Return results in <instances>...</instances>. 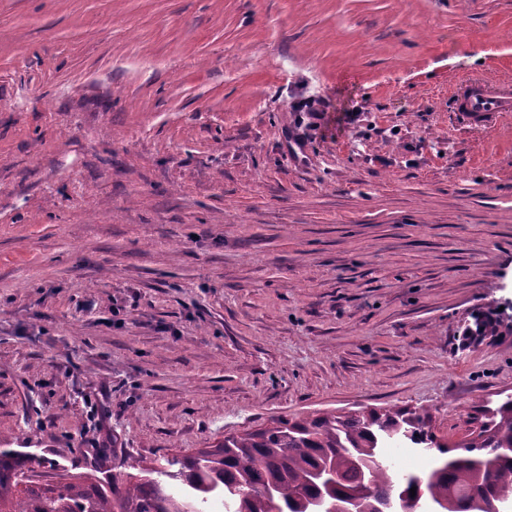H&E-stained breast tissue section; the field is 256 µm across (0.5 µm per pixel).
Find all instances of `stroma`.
<instances>
[{
	"label": "stroma",
	"instance_id": "35a3bbf8",
	"mask_svg": "<svg viewBox=\"0 0 512 512\" xmlns=\"http://www.w3.org/2000/svg\"><path fill=\"white\" fill-rule=\"evenodd\" d=\"M463 80L512 81V0H0V448L465 440L512 392V114ZM467 88L463 104L474 121L484 122L502 112H512V86L490 90L483 84L470 83Z\"/></svg>",
	"mask_w": 512,
	"mask_h": 512
}]
</instances>
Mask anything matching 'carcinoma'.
Here are the masks:
<instances>
[{
  "label": "carcinoma",
  "mask_w": 512,
  "mask_h": 512,
  "mask_svg": "<svg viewBox=\"0 0 512 512\" xmlns=\"http://www.w3.org/2000/svg\"><path fill=\"white\" fill-rule=\"evenodd\" d=\"M425 409L276 419L214 448L119 463L112 487L62 474L44 484L14 450L0 451V512H503L512 507V400L483 410L476 436L451 454ZM412 443L444 458L423 475L395 477L386 450ZM416 494H410L411 488Z\"/></svg>",
  "instance_id": "obj_1"
}]
</instances>
